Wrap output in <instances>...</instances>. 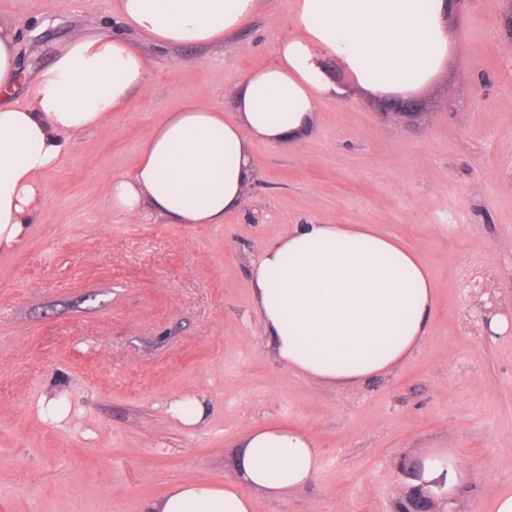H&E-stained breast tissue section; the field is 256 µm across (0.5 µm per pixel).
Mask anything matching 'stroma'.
<instances>
[{
    "mask_svg": "<svg viewBox=\"0 0 512 512\" xmlns=\"http://www.w3.org/2000/svg\"><path fill=\"white\" fill-rule=\"evenodd\" d=\"M295 0H262L224 41L160 46L120 0H0L30 104L75 37L122 36L148 80L126 109L79 135L40 177L24 238L0 250V512H148L179 481L233 479L260 426L305 431L319 470L255 512H410L409 481L448 452L461 491L447 512H489L512 489V0H469L450 55L409 114L352 87L307 133L258 142L242 210L220 224L111 211L154 128L185 99L232 112L228 92L274 58ZM375 224L412 247L437 295L427 336L391 371L329 385L288 371L256 313L251 270L291 224ZM196 397L187 426L167 404Z\"/></svg>",
    "mask_w": 512,
    "mask_h": 512,
    "instance_id": "35a3bbf8",
    "label": "stroma"
}]
</instances>
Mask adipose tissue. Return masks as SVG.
<instances>
[{"mask_svg":"<svg viewBox=\"0 0 512 512\" xmlns=\"http://www.w3.org/2000/svg\"><path fill=\"white\" fill-rule=\"evenodd\" d=\"M258 0H121L124 20L162 45L218 42L247 23ZM446 0H295L293 29L276 60L230 92L232 115L188 99L152 132L133 174L108 179L110 210H149L173 224H220L256 179L254 142L307 130L321 102L343 88L406 98L435 80L450 50ZM13 30L0 25V249L18 243L42 198L38 177L69 141L127 106L147 81L143 57L118 37L78 38L56 57L26 106ZM257 313L279 362L328 384H353L404 360L426 336L435 284L420 256L370 224H294L252 268ZM236 477L218 486L183 481L149 512H254V495L280 497L319 469L313 441L294 427L248 432Z\"/></svg>","mask_w":512,"mask_h":512,"instance_id":"ef3b65f1","label":"adipose tissue"}]
</instances>
